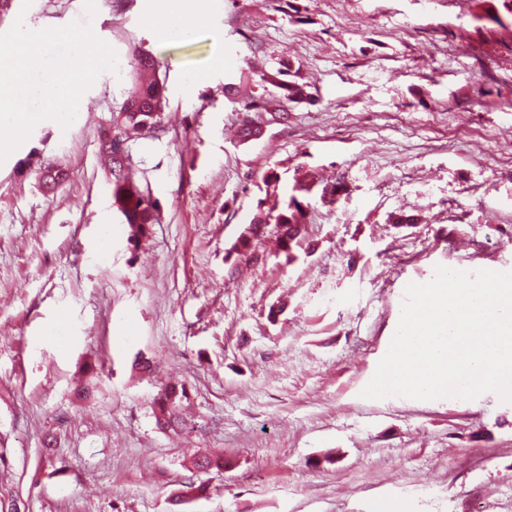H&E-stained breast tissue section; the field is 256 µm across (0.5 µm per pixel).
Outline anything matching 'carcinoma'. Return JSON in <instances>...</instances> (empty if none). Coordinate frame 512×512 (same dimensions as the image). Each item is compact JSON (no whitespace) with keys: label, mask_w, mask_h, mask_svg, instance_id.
Masks as SVG:
<instances>
[{"label":"carcinoma","mask_w":512,"mask_h":512,"mask_svg":"<svg viewBox=\"0 0 512 512\" xmlns=\"http://www.w3.org/2000/svg\"><path fill=\"white\" fill-rule=\"evenodd\" d=\"M248 73L241 74L239 83L224 85V95L239 99L242 110L251 112L266 108L268 101L261 97L244 95L241 87L250 83ZM165 91L164 82L158 75L155 59L149 54L135 57L132 82L119 108L112 113V145H100L101 152L108 158L112 174V206L119 211L129 224L131 238L145 235L148 227L156 220L155 204L135 182L129 179L131 160L120 161L121 153L131 154L130 143L146 134L163 130L161 104ZM301 203L292 199L289 210L278 212L272 220L278 224L284 251H292V243L301 235ZM186 397L185 387L168 385L160 390L155 401L156 422L162 428L182 423L178 417L179 405Z\"/></svg>","instance_id":"1"}]
</instances>
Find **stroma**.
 <instances>
[{"label": "stroma", "instance_id": "35a3bbf8", "mask_svg": "<svg viewBox=\"0 0 512 512\" xmlns=\"http://www.w3.org/2000/svg\"><path fill=\"white\" fill-rule=\"evenodd\" d=\"M448 0H8L0 33L90 23L118 55L69 128L0 163V492L22 512H512V403L365 399L407 284L512 271V12ZM188 8L192 38L153 11ZM152 54L165 130L132 144L130 243L99 135ZM237 65L225 70V55ZM307 97L239 141L224 84ZM204 82H196L197 74ZM65 168L54 189L44 165ZM304 207L292 255L257 218ZM185 386L188 427L157 428ZM208 456L223 467L200 469ZM203 484L205 497L189 498ZM148 19L155 29L162 32L165 38L172 42L187 40L188 37L185 36L188 33L192 34L201 23L200 15L191 10L152 14ZM182 398H186V389L184 386L176 387L168 385L160 390L155 401L156 422L162 428H169L175 424H182L177 413Z\"/></svg>", "mask_w": 512, "mask_h": 512}]
</instances>
